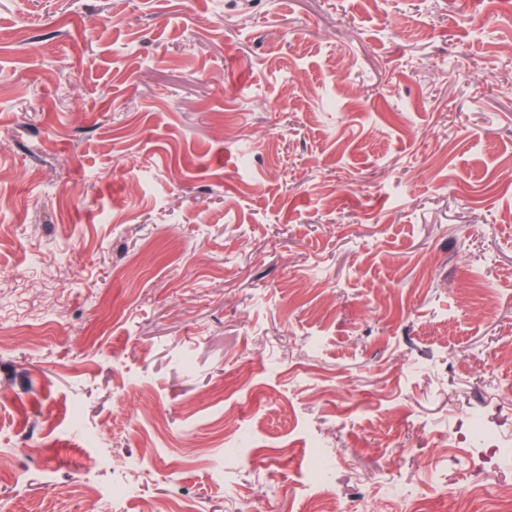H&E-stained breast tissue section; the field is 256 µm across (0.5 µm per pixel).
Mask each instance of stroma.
I'll return each mask as SVG.
<instances>
[{"mask_svg": "<svg viewBox=\"0 0 512 512\" xmlns=\"http://www.w3.org/2000/svg\"><path fill=\"white\" fill-rule=\"evenodd\" d=\"M475 2L0 0V512H309L318 451L345 502L491 507L512 457L438 444L512 434V0ZM454 434L460 433L463 442L471 447L479 448H501L512 447V439H505L498 431L491 428L484 415L478 410H472L467 418V423L464 432H453Z\"/></svg>", "mask_w": 512, "mask_h": 512, "instance_id": "1", "label": "stroma"}]
</instances>
